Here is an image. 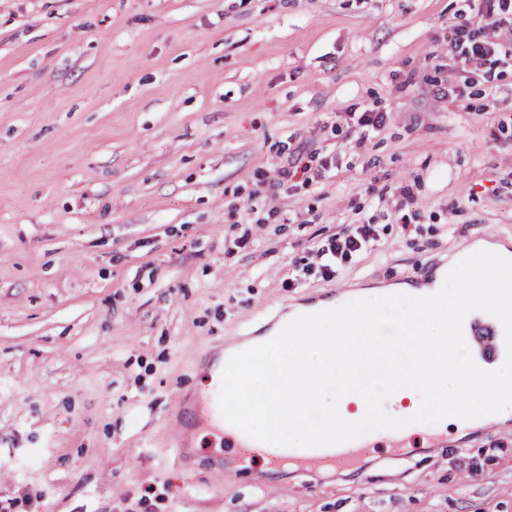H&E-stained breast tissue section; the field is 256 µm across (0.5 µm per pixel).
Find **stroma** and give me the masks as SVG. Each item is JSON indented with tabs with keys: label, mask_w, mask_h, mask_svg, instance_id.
Here are the masks:
<instances>
[{
	"label": "stroma",
	"mask_w": 512,
	"mask_h": 512,
	"mask_svg": "<svg viewBox=\"0 0 512 512\" xmlns=\"http://www.w3.org/2000/svg\"><path fill=\"white\" fill-rule=\"evenodd\" d=\"M463 16L482 24L476 0H0V502L512 512V421L316 476L171 439L208 352L289 304L512 240V68L446 96ZM361 107L387 120L359 148ZM296 165L325 175L281 179ZM359 221L376 245L322 279L316 249Z\"/></svg>",
	"instance_id": "35a3bbf8"
}]
</instances>
